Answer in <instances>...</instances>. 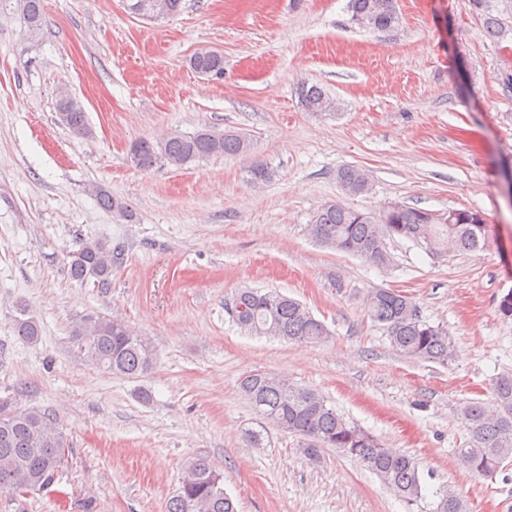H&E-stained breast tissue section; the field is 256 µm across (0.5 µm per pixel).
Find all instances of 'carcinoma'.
Here are the masks:
<instances>
[{"instance_id":"cac0c4a2","label":"carcinoma","mask_w":512,"mask_h":512,"mask_svg":"<svg viewBox=\"0 0 512 512\" xmlns=\"http://www.w3.org/2000/svg\"><path fill=\"white\" fill-rule=\"evenodd\" d=\"M20 19L26 31L37 36L45 25L42 0H18ZM473 10L484 16L486 31L495 35L500 19L488 14L487 0H470ZM183 0H128L127 9L136 16L149 17L153 6L166 8L172 16L182 9ZM353 24L365 30H387L399 24L396 0H349ZM196 73L221 78L224 56L201 49L189 58ZM298 96L308 112L333 111L334 102L319 86H301ZM65 111L64 126L76 135L91 133L86 112L79 100L56 102ZM251 152L250 140L234 131L217 132L202 128L193 133L176 130L161 139L140 138L131 143L128 157L136 169L150 172L164 166L184 168L213 157L243 159ZM254 183L271 179L272 172L260 161L247 166ZM341 189L349 194L366 193L369 177L358 167H345L336 174ZM98 204L123 217L132 211L122 199L107 189L91 187ZM453 220L446 213L419 209L405 204L375 215L329 202L317 210L310 224L312 237L321 244L359 257L374 266L390 261L387 239L405 238L433 257L455 252H476L489 241V226L476 211L456 210ZM117 257L102 241H86L67 254L72 279L93 282L101 289L112 282V264ZM365 307L370 319L387 329L392 348L410 360L446 364L455 354L448 330L431 325L419 315L405 295L385 288L366 294ZM225 309L232 321L247 335L271 336L288 342L317 344L330 336L326 325L300 302L277 290L242 288L235 292ZM17 336L33 342L38 339L36 321L21 314L14 324ZM71 344L90 365L113 375L137 378L154 365L151 342L135 333L119 319L86 317L72 326ZM242 398L260 419L259 428L246 432V441L259 445L267 426L295 436L306 460L317 463L325 448H336L375 473L381 482L410 508L422 498L419 469L403 452L388 448L375 436L346 420L316 391L298 387L264 371L244 374L238 384ZM494 409L482 401H469L460 416L470 437L457 449L462 467L476 478H491L503 465L512 462V374L503 373L492 383ZM66 439L55 414L36 407L22 408L0 399V491L23 496L43 490L56 480L59 461L65 457ZM432 512H467L465 500L456 492L437 489ZM166 512H237L232 498L224 491L223 474L205 458L193 461L177 491L166 504Z\"/></svg>"}]
</instances>
